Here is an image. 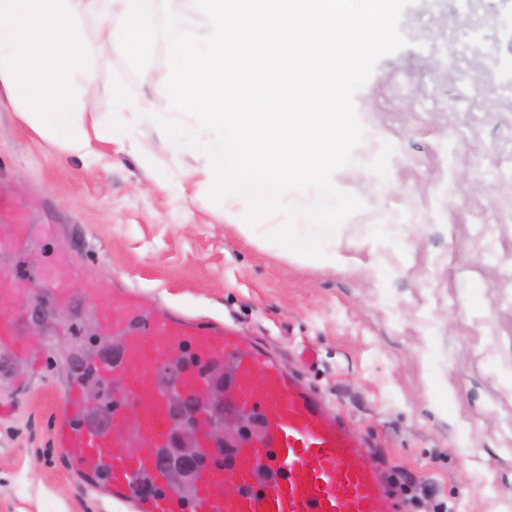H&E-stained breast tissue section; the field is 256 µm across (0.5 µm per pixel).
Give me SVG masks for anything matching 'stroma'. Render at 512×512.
Returning <instances> with one entry per match:
<instances>
[{
	"mask_svg": "<svg viewBox=\"0 0 512 512\" xmlns=\"http://www.w3.org/2000/svg\"><path fill=\"white\" fill-rule=\"evenodd\" d=\"M102 19L83 22L95 74L88 119L122 125L117 142L91 139L79 154L39 137L17 107L0 103V188L53 224L54 239L0 250V265L36 270L53 251L77 249L95 280H115L179 312L229 318L263 331L374 445L389 476L411 473L432 495L403 512H512V0H415L401 29L409 43L380 59L357 94L366 131L337 189L363 211L336 233L343 269L255 237L234 208L199 181L200 153H173L155 116L113 104V81L132 98L164 93L168 47L141 73L101 41ZM479 50L449 57L466 32ZM46 319L31 348L45 355L23 391L0 380V512H128L79 487L58 455L60 392L91 317L59 336ZM316 358L305 363L302 349Z\"/></svg>",
	"mask_w": 512,
	"mask_h": 512,
	"instance_id": "1",
	"label": "stroma"
}]
</instances>
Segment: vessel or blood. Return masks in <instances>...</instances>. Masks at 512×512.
<instances>
[{
  "instance_id": "1",
  "label": "vessel or blood",
  "mask_w": 512,
  "mask_h": 512,
  "mask_svg": "<svg viewBox=\"0 0 512 512\" xmlns=\"http://www.w3.org/2000/svg\"><path fill=\"white\" fill-rule=\"evenodd\" d=\"M32 232L25 208L0 191V244H22ZM78 280L68 247L38 273L0 270V300L13 303L0 309L1 362L42 370L27 320L71 317ZM81 307L98 334L61 394L54 439L87 490L131 512H396L365 441L260 337L109 282L86 289ZM228 362L224 409L260 428L225 451L202 438L193 489L182 494L168 482L164 455L185 423L208 419L209 374ZM89 376L107 394L104 411L83 400Z\"/></svg>"
}]
</instances>
